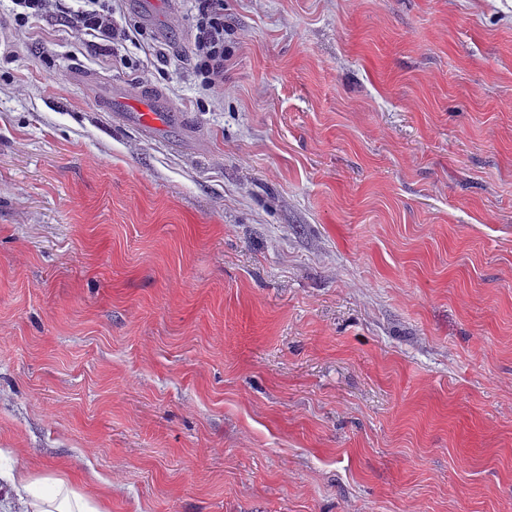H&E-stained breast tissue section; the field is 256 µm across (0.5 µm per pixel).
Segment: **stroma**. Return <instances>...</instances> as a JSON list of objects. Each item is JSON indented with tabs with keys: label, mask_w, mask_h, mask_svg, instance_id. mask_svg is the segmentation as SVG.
Instances as JSON below:
<instances>
[{
	"label": "stroma",
	"mask_w": 512,
	"mask_h": 512,
	"mask_svg": "<svg viewBox=\"0 0 512 512\" xmlns=\"http://www.w3.org/2000/svg\"><path fill=\"white\" fill-rule=\"evenodd\" d=\"M0 32V473L104 512H512V0H224L190 65ZM158 91L169 144L71 65ZM192 72L199 89L209 98L224 95V1L197 0Z\"/></svg>",
	"instance_id": "stroma-1"
}]
</instances>
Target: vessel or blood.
Listing matches in <instances>:
<instances>
[{
    "mask_svg": "<svg viewBox=\"0 0 512 512\" xmlns=\"http://www.w3.org/2000/svg\"><path fill=\"white\" fill-rule=\"evenodd\" d=\"M117 120L135 126L150 139L166 141L168 132L185 125L186 119L172 109L157 92L138 84L116 90L102 105Z\"/></svg>",
    "mask_w": 512,
    "mask_h": 512,
    "instance_id": "b4317fda",
    "label": "vessel or blood"
}]
</instances>
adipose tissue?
Segmentation results:
<instances>
[{"label": "adipose tissue", "instance_id": "adipose-tissue-1", "mask_svg": "<svg viewBox=\"0 0 512 512\" xmlns=\"http://www.w3.org/2000/svg\"><path fill=\"white\" fill-rule=\"evenodd\" d=\"M7 482L10 492L0 498V512H101L97 502L64 479H52L41 494L33 493V480L28 474L8 475Z\"/></svg>", "mask_w": 512, "mask_h": 512}]
</instances>
